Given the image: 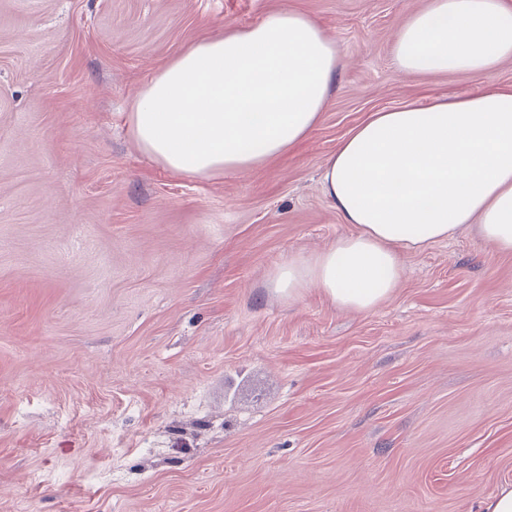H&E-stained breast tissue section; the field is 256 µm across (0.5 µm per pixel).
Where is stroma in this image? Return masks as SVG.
I'll list each match as a JSON object with an SVG mask.
<instances>
[{"label": "stroma", "mask_w": 512, "mask_h": 512, "mask_svg": "<svg viewBox=\"0 0 512 512\" xmlns=\"http://www.w3.org/2000/svg\"><path fill=\"white\" fill-rule=\"evenodd\" d=\"M430 0H0V512H481L512 485V252L463 231L369 312L271 270L352 232L320 174L370 113L511 89L404 73ZM343 65L263 167L170 172L130 137L156 69L281 7Z\"/></svg>", "instance_id": "1"}]
</instances>
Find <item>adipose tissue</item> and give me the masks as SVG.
Instances as JSON below:
<instances>
[{
  "label": "adipose tissue",
  "mask_w": 512,
  "mask_h": 512,
  "mask_svg": "<svg viewBox=\"0 0 512 512\" xmlns=\"http://www.w3.org/2000/svg\"><path fill=\"white\" fill-rule=\"evenodd\" d=\"M510 57L512 7L503 0H432L393 46L395 67L408 73L480 78ZM338 69L334 43L285 7L164 65L138 92L128 126L171 171L257 169L316 126ZM323 189L354 230L271 271V289L288 302L314 287L337 308L373 310L402 282L407 253L464 229L512 252V90L372 113L326 160Z\"/></svg>",
  "instance_id": "adipose-tissue-1"
}]
</instances>
